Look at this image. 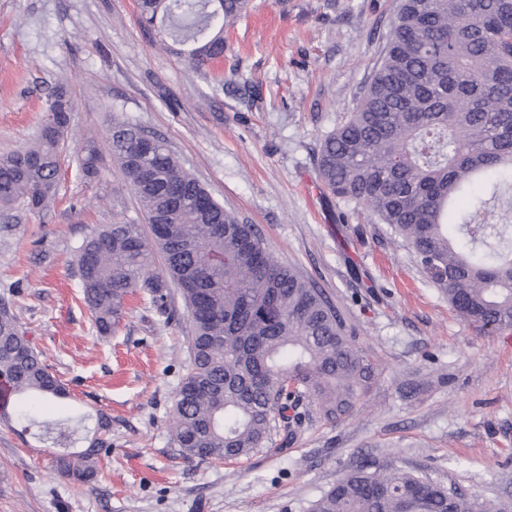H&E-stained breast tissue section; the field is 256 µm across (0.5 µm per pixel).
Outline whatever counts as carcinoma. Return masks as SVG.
I'll return each mask as SVG.
<instances>
[{"mask_svg":"<svg viewBox=\"0 0 512 512\" xmlns=\"http://www.w3.org/2000/svg\"><path fill=\"white\" fill-rule=\"evenodd\" d=\"M248 0H139L142 19H161L202 65L224 57V26ZM65 123L46 121L34 145L0 158V210L20 202L42 210L55 190ZM112 127L111 150L149 232L119 221L94 228L75 249L83 300L100 335L119 324L142 293L163 314L178 289L190 318L189 364L170 418L187 460H236L302 432L299 405L326 423L353 412L376 368L332 302L295 267L278 260L155 138ZM97 172L94 142L78 150ZM319 176L336 198L365 208L401 238L448 303L487 333L512 329V0H399L384 57L349 118L323 139ZM160 255L163 267L154 265ZM13 412L54 448L76 442L70 419L24 411L29 395L64 390L24 332L0 306V379ZM55 457L57 472L82 484L98 473L100 437ZM503 512L402 466L362 463L336 479L309 512Z\"/></svg>","mask_w":512,"mask_h":512,"instance_id":"cac0c4a2","label":"carcinoma"}]
</instances>
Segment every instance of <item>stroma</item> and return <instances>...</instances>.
Returning a JSON list of instances; mask_svg holds the SVG:
<instances>
[{"label":"stroma","instance_id":"stroma-1","mask_svg":"<svg viewBox=\"0 0 512 512\" xmlns=\"http://www.w3.org/2000/svg\"><path fill=\"white\" fill-rule=\"evenodd\" d=\"M397 0H250L202 67L145 23L138 0H0V156L25 147L53 91L74 105L55 198L0 213V304L65 393L47 418L98 417L110 447L88 484L54 469L36 429L0 420V512H308L344 471L396 464L512 504V331L460 318L402 240L330 194L316 173L323 136L353 112L380 66ZM130 122L164 140L225 209L321 288L378 375L348 418L305 427L290 448L188 461L169 416L189 362L188 316L130 297L99 335L73 253L94 227L144 216L108 145ZM99 171L74 153L87 140Z\"/></svg>","mask_w":512,"mask_h":512}]
</instances>
